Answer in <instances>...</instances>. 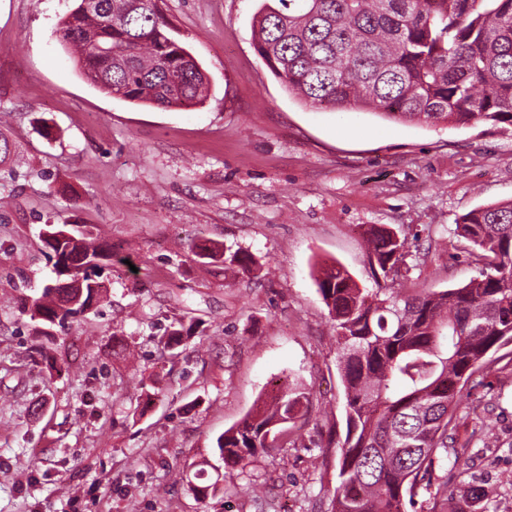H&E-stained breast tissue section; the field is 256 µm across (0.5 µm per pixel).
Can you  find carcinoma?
I'll use <instances>...</instances> for the list:
<instances>
[{"instance_id": "carcinoma-1", "label": "carcinoma", "mask_w": 512, "mask_h": 512, "mask_svg": "<svg viewBox=\"0 0 512 512\" xmlns=\"http://www.w3.org/2000/svg\"><path fill=\"white\" fill-rule=\"evenodd\" d=\"M84 0L61 19L58 35L84 78L134 104L161 108L201 102L207 78L174 36L161 0ZM254 49L301 100L333 110L372 109L395 122L512 129V0H261L252 18ZM456 233L470 246L478 275L459 288H408L407 236L365 232L376 287L360 288L340 266L321 267L316 284L336 329L345 432L337 449L330 512H416L419 491L436 487L437 512L469 506L485 493L433 483L439 449H448L467 386L492 364L512 366V200L462 215ZM57 274L25 301L30 320L65 324L102 297L99 281L112 244L44 240ZM197 257L224 269H249L240 250L218 244ZM79 269L68 288L61 268ZM301 388L216 439L227 467L296 441L309 412Z\"/></svg>"}]
</instances>
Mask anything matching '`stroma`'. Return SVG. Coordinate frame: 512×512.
I'll return each mask as SVG.
<instances>
[{
    "mask_svg": "<svg viewBox=\"0 0 512 512\" xmlns=\"http://www.w3.org/2000/svg\"><path fill=\"white\" fill-rule=\"evenodd\" d=\"M75 5L0 0V512H328L343 388L318 271L373 287L363 238L383 225L419 236L411 283L467 284L455 224L512 200V133L304 104L254 49L260 0H164L208 92L133 104L60 43ZM48 224L132 260L104 269L103 300L65 330L22 312L55 280ZM208 241L249 253L252 272L202 265ZM190 317L169 349L166 327ZM288 385L311 400L297 445L225 472L217 438ZM456 413L443 474L512 512V369L493 367ZM194 479L215 494L198 500Z\"/></svg>",
    "mask_w": 512,
    "mask_h": 512,
    "instance_id": "35a3bbf8",
    "label": "stroma"
}]
</instances>
